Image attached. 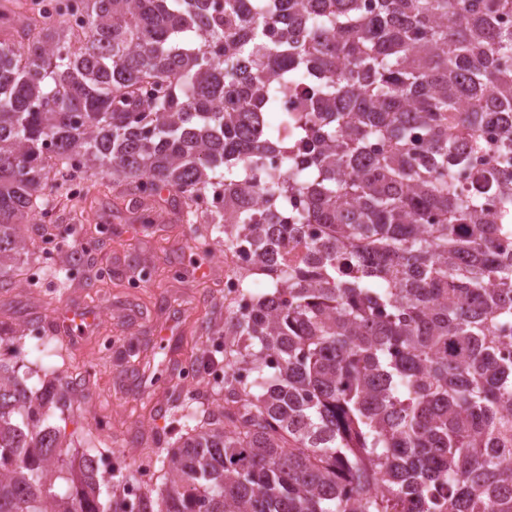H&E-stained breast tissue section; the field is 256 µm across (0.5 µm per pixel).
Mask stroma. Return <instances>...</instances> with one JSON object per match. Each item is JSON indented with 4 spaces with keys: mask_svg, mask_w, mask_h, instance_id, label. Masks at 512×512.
<instances>
[{
    "mask_svg": "<svg viewBox=\"0 0 512 512\" xmlns=\"http://www.w3.org/2000/svg\"><path fill=\"white\" fill-rule=\"evenodd\" d=\"M93 201L84 209L58 205L64 223L78 226L56 267L67 266L85 240L102 243L98 264L110 271L100 288H83L81 277L51 305L31 298L26 287L0 297V320L41 317L84 309L95 316L90 334H55L67 361L89 370L85 402L73 405L52 424H64L74 447L83 448V431L97 413L112 421V459L136 456L127 445L133 430L163 434L166 408L178 395L181 367L202 350L223 349L224 267L215 257L183 250L193 234L170 205H138L115 200L109 173L91 177Z\"/></svg>",
    "mask_w": 512,
    "mask_h": 512,
    "instance_id": "35a3bbf8",
    "label": "stroma"
}]
</instances>
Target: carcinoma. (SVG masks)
<instances>
[{
  "label": "carcinoma",
  "mask_w": 512,
  "mask_h": 512,
  "mask_svg": "<svg viewBox=\"0 0 512 512\" xmlns=\"http://www.w3.org/2000/svg\"><path fill=\"white\" fill-rule=\"evenodd\" d=\"M24 6H0V291L29 216L61 189L81 207L72 184L104 169L122 195H174L205 225L186 248L222 243L271 281L224 321L245 381L214 409L175 398L173 442L130 437L161 482L136 512H512V0H84L80 28L69 0L50 24ZM305 224L322 235L291 263ZM27 381L0 359V512H131L100 500L107 443L71 456L48 422L89 372ZM479 136L485 143L483 152L473 156L470 166V181L464 186L468 189L475 180V178L481 173V171L492 162L496 149L499 143V130L495 124L486 123L479 130Z\"/></svg>",
  "instance_id": "1"
}]
</instances>
